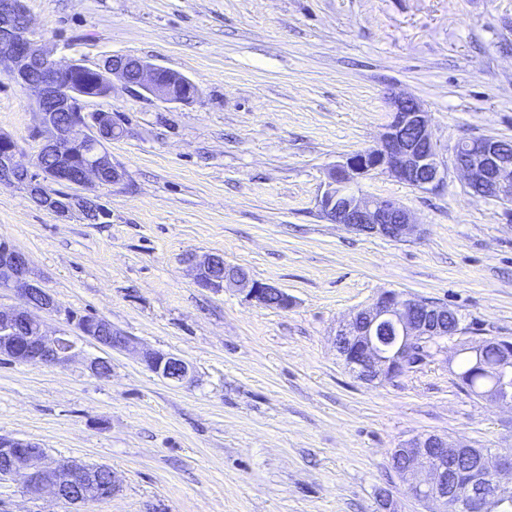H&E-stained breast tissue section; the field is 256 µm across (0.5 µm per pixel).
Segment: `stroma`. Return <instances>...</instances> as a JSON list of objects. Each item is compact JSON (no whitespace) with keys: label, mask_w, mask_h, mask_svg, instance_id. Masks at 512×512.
Masks as SVG:
<instances>
[{"label":"stroma","mask_w":512,"mask_h":512,"mask_svg":"<svg viewBox=\"0 0 512 512\" xmlns=\"http://www.w3.org/2000/svg\"><path fill=\"white\" fill-rule=\"evenodd\" d=\"M55 60L103 67L132 55L194 82L163 104L114 82L85 112L125 129L109 143L121 185L97 186L108 211L67 221L0 185V236L76 315H94L139 350L86 342L69 365L0 360V435L49 460L112 469L118 490L84 512H427L391 465L420 433L512 448V409L466 395L448 340L410 372L367 385L339 358L340 323L394 290L455 310L481 337L512 340V211L472 196L449 171L426 193L384 175L368 195L400 201L404 242L320 218L326 173L372 146L388 96L423 104L440 147L512 141V0H24ZM0 131L23 164L42 148L35 107L0 77ZM222 254L293 299L258 304L200 287L189 255ZM172 353L174 385L141 361ZM108 356L112 374L88 359ZM0 512H66L0 481ZM142 361L153 373L172 383L180 384L190 374L188 363L174 354L146 350Z\"/></svg>","instance_id":"35a3bbf8"}]
</instances>
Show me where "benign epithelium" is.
<instances>
[{
  "mask_svg": "<svg viewBox=\"0 0 512 512\" xmlns=\"http://www.w3.org/2000/svg\"><path fill=\"white\" fill-rule=\"evenodd\" d=\"M84 73L93 75L92 80H78L67 90L60 86L61 78ZM0 76L27 89L36 107L38 133L45 138L42 152L56 159L52 166L28 168L17 160V142L0 133V184L24 191L60 218L83 221L89 213L100 219L107 215L94 186L119 185L125 173L112 164L106 149V143L123 136L124 129L110 112H84L82 100L108 95L113 76L125 87L161 102L188 103L198 94L197 86L182 74L133 56L114 55L102 70L57 62L37 40L24 0H0ZM389 108L391 120L377 143L345 156L330 169L319 211L323 220L355 234L402 242L417 228L409 210L397 200L363 193L360 180L380 173L420 191L434 192L445 187L448 168L422 104L411 96L395 94L389 97ZM505 150V141L495 137H462L451 150V165L473 195L511 203L512 161ZM191 262L196 282L205 288L235 286L262 305L272 295L282 309L292 304L288 293L253 279L224 261L221 254L194 256ZM31 274L25 253L0 237V288H18L24 297L22 307H0V357L32 365H65L76 355L77 342L66 329L48 334L42 315H60L62 308ZM450 316L456 312L445 306L386 291L340 327L336 350L347 369L368 385L402 375L419 362L425 345L442 336L453 342L456 354L463 348L480 353L484 340L462 337L464 330L458 325L448 332ZM66 322L105 349L122 352L134 348L132 338L112 329L103 318L68 312ZM386 330L394 332L392 339H384ZM142 361L172 383L180 384L190 374L188 363L174 354L146 350ZM484 398L512 406V388L505 382ZM467 450L469 446L438 434L421 433L394 449L391 459L411 493L427 504L430 512H491L512 489V457H483L481 466L469 471L468 489L457 501L456 487L448 476V455ZM45 457V450L35 442L0 435V462L4 465L0 478L21 480L31 495L48 492L72 512H80L86 504L108 499L118 489L107 466L70 460L47 464Z\"/></svg>",
  "mask_w": 512,
  "mask_h": 512,
  "instance_id": "1",
  "label": "benign epithelium"
}]
</instances>
